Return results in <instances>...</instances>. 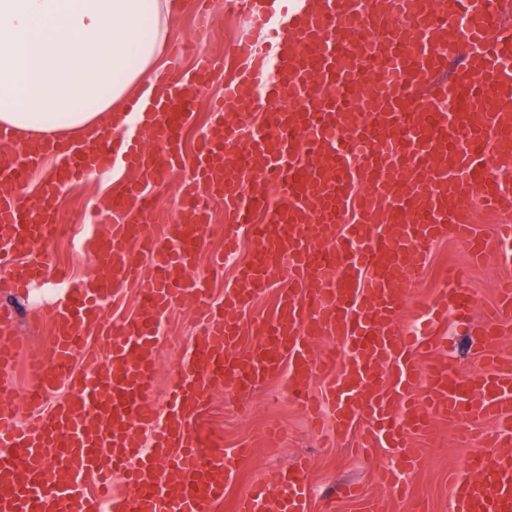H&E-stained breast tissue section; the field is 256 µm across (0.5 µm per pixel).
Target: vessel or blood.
<instances>
[{
  "label": "vessel or blood",
  "instance_id": "1",
  "mask_svg": "<svg viewBox=\"0 0 512 512\" xmlns=\"http://www.w3.org/2000/svg\"><path fill=\"white\" fill-rule=\"evenodd\" d=\"M364 0H243L249 32L229 54L210 58L178 77L160 75L146 92L156 110L147 127L127 133L138 109L112 114L113 129L92 150L66 139L23 145L34 160L52 159L67 182L88 181L111 165L133 172L118 194L97 199L105 232L91 239L95 277L74 283L54 305V336L31 369L25 418L12 405V371L21 347L0 327V512H212L234 472L251 456L240 446L222 461L202 463L207 439L197 428L215 385L233 376L239 388L287 369L295 398L315 420L332 416L337 435L355 434L361 448L403 449L399 469L380 470V482L404 495L401 475L420 463L415 439L439 420L493 422L483 436L490 453L470 456L448 479V512H512V361L498 356L501 317L512 311V281L486 308L479 333L483 367L476 381L454 375L447 362L418 361L421 345L398 324L404 291L417 283L431 247L463 242L481 261L490 241L504 244L512 262V224L492 238L479 235L473 210L512 209V180L501 150L512 142V29L501 0H421L427 13L457 16L450 38L442 26L407 18V0L388 10H364ZM389 61L392 80L368 115L363 97L340 65L344 52ZM214 121L198 151L195 179L183 195L205 186L224 200V251L235 253L239 231L254 245L237 287L215 306L206 289L190 288L205 232L178 209L165 238L153 232L147 187L181 161L179 131L214 78ZM289 96L296 108L256 113L255 96ZM258 159L264 176L290 181L276 201L229 189L225 169L239 151ZM369 189L354 193L355 183ZM16 165L0 157V273L28 287L55 265L51 248L55 196L44 189L36 206L19 194ZM148 256L150 272L127 257L129 246ZM278 270L290 287L272 317L253 320L242 347L235 312L252 302ZM135 288L143 301L120 331L105 324L86 330L113 297V286ZM193 294L203 330L179 363L164 412L154 390L156 337L147 327ZM473 300L461 288L440 290L430 311L456 306L468 315ZM336 343L341 359L319 358L316 340ZM323 382L321 398L309 381ZM58 402L49 397L58 390ZM424 399H414L416 390ZM122 471L125 494L112 490ZM306 468L290 471L278 494L254 484L237 512H308Z\"/></svg>",
  "mask_w": 512,
  "mask_h": 512
}]
</instances>
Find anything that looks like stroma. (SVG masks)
<instances>
[{"label":"stroma","instance_id":"stroma-1","mask_svg":"<svg viewBox=\"0 0 512 512\" xmlns=\"http://www.w3.org/2000/svg\"><path fill=\"white\" fill-rule=\"evenodd\" d=\"M248 30L247 19L240 13L217 10L208 28H201L194 15L192 0H183L181 11L172 17L168 47L182 46L185 69L202 65L211 55L224 52L231 42ZM211 114L207 103H199L192 120L182 130V162L168 177L151 186L155 201L154 224L159 236H166L171 222V208L179 185L189 177L196 162V146L208 132ZM122 185L121 180L92 181L74 184L58 196L56 210L60 218L73 222L76 237H83L82 220L91 214L94 202L111 194ZM209 229L206 254L224 247V204L209 199ZM205 256L199 257L194 270L205 282L215 299H223L225 288L235 286L237 272L252 255V243L242 239L237 255L225 263L222 274H211ZM462 271L461 286L469 290L477 304L492 301L501 282L512 277V267L501 265L496 254L477 267L469 266L462 245L447 241L433 246L425 270L407 294L399 322L402 327L418 326V313L443 288L448 271ZM61 288L56 277L47 283H34L15 291L0 290V314L11 316L13 328L22 339L23 350L12 377L18 390L30 385L29 368L44 353L54 331L53 305ZM202 332L190 297H183L161 319V336L155 348V391L152 407L163 410L168 391L177 379L179 360L185 348ZM441 348V356L462 378H476L479 369L478 333L475 325L461 326L456 312H449L431 335ZM202 423L216 435V447L235 448L250 445L252 456L234 475L224 491V499L214 512H234L239 496L252 484L264 480L274 482L277 475L299 463L309 468L311 485L310 512H366L368 503H378L384 512H448V475L460 471L468 454L480 452V435L493 432L491 424L460 421L436 422L432 436L417 439L422 456L419 469L409 479L405 499L393 498L378 479L380 468L397 464L402 451L377 448L367 456L357 455L348 438L335 437L331 430L316 431L307 420L303 408L289 394L285 375L263 382L251 392L240 393L217 385L206 404ZM356 483L363 490L361 498L345 497L346 485Z\"/></svg>","mask_w":512,"mask_h":512}]
</instances>
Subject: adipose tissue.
Returning <instances> with one entry per match:
<instances>
[{
    "mask_svg": "<svg viewBox=\"0 0 512 512\" xmlns=\"http://www.w3.org/2000/svg\"><path fill=\"white\" fill-rule=\"evenodd\" d=\"M181 0H0V126L95 140L152 80Z\"/></svg>",
    "mask_w": 512,
    "mask_h": 512,
    "instance_id": "ef3b65f1",
    "label": "adipose tissue"
}]
</instances>
